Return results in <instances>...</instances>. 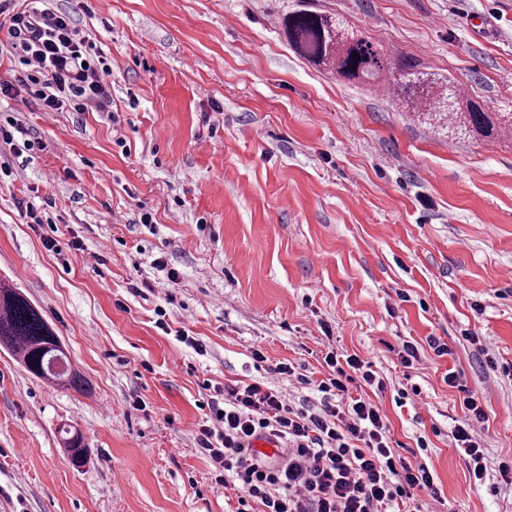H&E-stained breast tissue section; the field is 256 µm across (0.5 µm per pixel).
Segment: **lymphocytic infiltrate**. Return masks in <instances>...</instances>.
<instances>
[{
    "label": "lymphocytic infiltrate",
    "mask_w": 512,
    "mask_h": 512,
    "mask_svg": "<svg viewBox=\"0 0 512 512\" xmlns=\"http://www.w3.org/2000/svg\"><path fill=\"white\" fill-rule=\"evenodd\" d=\"M0 29L20 63L12 79L0 81L1 96L27 94L46 112L111 111V69L68 14L52 11L46 0H19ZM324 362L329 373L317 384L316 408L294 407L258 382L215 387L203 381L208 414L198 450L209 458L217 482L236 491V512H396L401 506L434 512L424 502L436 494L428 466L395 454L379 408L350 389L354 383L383 389L371 363L333 351ZM461 409L451 436L480 481L486 465L478 425L486 414L472 392ZM260 437L279 443L284 459L262 457L252 446Z\"/></svg>",
    "instance_id": "obj_1"
}]
</instances>
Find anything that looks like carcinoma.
Returning <instances> with one entry per match:
<instances>
[{"mask_svg":"<svg viewBox=\"0 0 512 512\" xmlns=\"http://www.w3.org/2000/svg\"><path fill=\"white\" fill-rule=\"evenodd\" d=\"M281 25L290 48L340 81L385 82L404 111L443 125L467 138H496L512 129V119L493 117L462 99L459 85L407 57L394 58L343 19L310 9L286 14ZM0 346L33 376L62 386H81L63 345L41 312L21 293L0 285ZM71 461L84 462L86 448L77 430H65Z\"/></svg>","mask_w":512,"mask_h":512,"instance_id":"cac0c4a2","label":"carcinoma"}]
</instances>
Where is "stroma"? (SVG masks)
Wrapping results in <instances>:
<instances>
[{
  "mask_svg": "<svg viewBox=\"0 0 512 512\" xmlns=\"http://www.w3.org/2000/svg\"><path fill=\"white\" fill-rule=\"evenodd\" d=\"M49 7L106 57L112 111L17 100L38 146L19 158L0 143L11 167L0 178V282L54 326L84 379L80 391L51 386L0 347V512H234L233 491L196 450L201 381H267L289 363L308 381L279 390L316 404L331 350L383 377L372 401L390 446L426 463L441 512H512L498 472L512 459V376L492 368L512 362V131L438 134L380 88L297 56L280 24L301 8L343 17L512 115V0ZM47 198L60 242L78 236L83 256L55 254L27 224L20 201ZM146 211L152 224L140 222ZM406 340L420 352L408 370L395 354ZM450 370L486 412L479 483L451 438L462 394L444 382ZM410 384L420 395L397 405ZM65 423L82 433L81 465L60 445Z\"/></svg>",
  "mask_w": 512,
  "mask_h": 512,
  "instance_id": "stroma-1",
  "label": "stroma"
}]
</instances>
